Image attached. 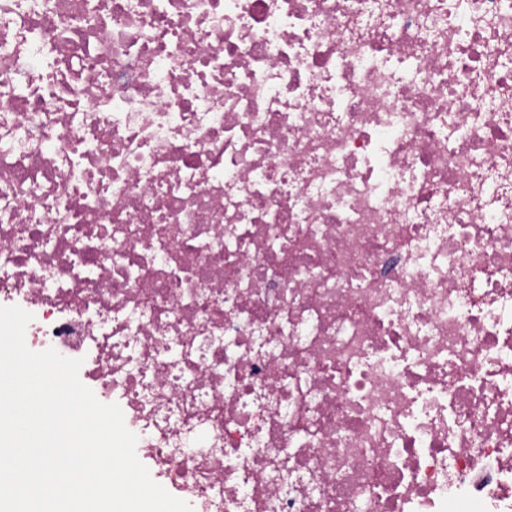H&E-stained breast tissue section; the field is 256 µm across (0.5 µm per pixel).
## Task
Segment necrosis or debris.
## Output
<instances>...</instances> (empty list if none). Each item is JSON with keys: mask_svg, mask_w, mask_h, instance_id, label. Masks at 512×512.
<instances>
[{"mask_svg": "<svg viewBox=\"0 0 512 512\" xmlns=\"http://www.w3.org/2000/svg\"><path fill=\"white\" fill-rule=\"evenodd\" d=\"M193 512H512V0H0V306Z\"/></svg>", "mask_w": 512, "mask_h": 512, "instance_id": "necrosis-or-debris-1", "label": "necrosis or debris"}]
</instances>
